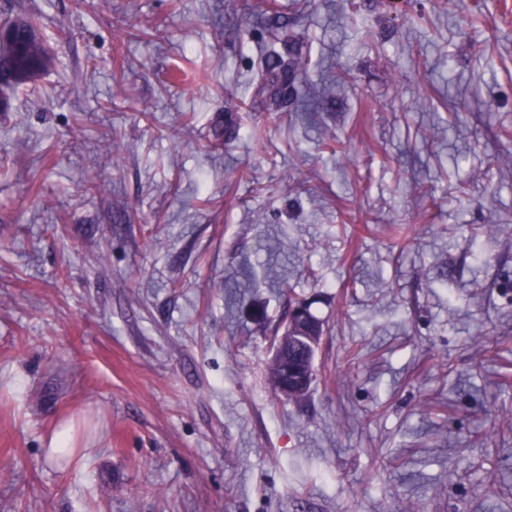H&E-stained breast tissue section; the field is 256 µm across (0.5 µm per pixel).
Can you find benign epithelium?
I'll return each mask as SVG.
<instances>
[{
  "instance_id": "1",
  "label": "benign epithelium",
  "mask_w": 512,
  "mask_h": 512,
  "mask_svg": "<svg viewBox=\"0 0 512 512\" xmlns=\"http://www.w3.org/2000/svg\"><path fill=\"white\" fill-rule=\"evenodd\" d=\"M321 336L320 322L313 318L306 305L297 304L276 341L271 361L276 388L282 395L297 399L309 389L315 351Z\"/></svg>"
}]
</instances>
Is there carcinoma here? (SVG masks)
<instances>
[{
    "instance_id": "1",
    "label": "carcinoma",
    "mask_w": 512,
    "mask_h": 512,
    "mask_svg": "<svg viewBox=\"0 0 512 512\" xmlns=\"http://www.w3.org/2000/svg\"><path fill=\"white\" fill-rule=\"evenodd\" d=\"M270 44L262 54L263 65L256 75L255 92L251 99L242 102L248 110L257 108L282 111L286 104L296 105L299 99L302 76L308 65L302 41L296 37L288 21L276 11L266 19ZM53 61L52 48L40 38L37 47L27 50L24 57H16L8 46L0 47V67L9 68L16 79L8 91L33 81Z\"/></svg>"
}]
</instances>
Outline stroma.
Returning a JSON list of instances; mask_svg holds the SVG:
<instances>
[{
  "instance_id": "obj_1",
  "label": "stroma",
  "mask_w": 512,
  "mask_h": 512,
  "mask_svg": "<svg viewBox=\"0 0 512 512\" xmlns=\"http://www.w3.org/2000/svg\"><path fill=\"white\" fill-rule=\"evenodd\" d=\"M272 3L309 53L289 118L238 106ZM7 13L54 61L0 112V512H512V0ZM83 414L103 440L48 458ZM295 329L304 331L308 336H293ZM321 336L320 322L313 318L305 304H297L283 333L276 341L271 361V371L276 377V388L282 395L297 399L309 389L315 351ZM296 337L306 343V354L302 358L298 354L289 355V344ZM49 454L55 452L56 448H69V457L74 456L76 448H81L75 438L74 420H66L59 424L54 430L47 445Z\"/></svg>"
}]
</instances>
